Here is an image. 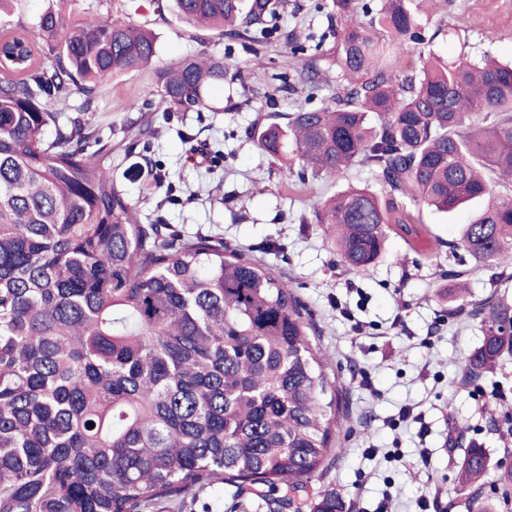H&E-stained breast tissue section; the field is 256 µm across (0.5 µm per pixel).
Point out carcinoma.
Masks as SVG:
<instances>
[{
  "label": "carcinoma",
  "instance_id": "cac0c4a2",
  "mask_svg": "<svg viewBox=\"0 0 512 512\" xmlns=\"http://www.w3.org/2000/svg\"><path fill=\"white\" fill-rule=\"evenodd\" d=\"M180 20L254 43L277 30L274 0H173ZM341 20L336 97L256 125L293 177H340L363 163L383 200L350 186L313 205L344 266L369 275L392 229L394 198L438 211L488 199L461 246L490 265L512 261V61L402 60L418 28L415 0H332ZM156 36L121 18L71 20L52 7L32 31L0 38V512H146L216 485L234 507L344 512L308 479L339 453V389L293 289L262 261L209 236L143 224L112 175V143L69 116L94 110L114 75L149 66ZM230 65L200 55L156 71L163 101L222 112L210 96ZM52 136H46L47 130ZM144 147L152 119L126 124ZM483 338L462 359L472 376L512 353V304L487 302ZM468 448L456 490L485 479Z\"/></svg>",
  "mask_w": 512,
  "mask_h": 512
}]
</instances>
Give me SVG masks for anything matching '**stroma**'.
<instances>
[{
  "label": "stroma",
  "instance_id": "obj_1",
  "mask_svg": "<svg viewBox=\"0 0 512 512\" xmlns=\"http://www.w3.org/2000/svg\"><path fill=\"white\" fill-rule=\"evenodd\" d=\"M329 3L288 0L282 38L253 53L220 30L183 23L171 0H80L81 11L129 18L158 41L152 66L101 85L92 120L112 140V174L142 222L189 238H223L284 276L305 307L336 375L342 415L341 454L311 478L313 488L336 490L345 512H421L423 497L437 499L439 512H512V357L477 378L461 366L483 337L470 308L511 301L512 269L459 247L472 208L445 213L398 198V216H412L418 231L392 228L385 252L360 277L343 266L312 205L349 184L385 195L378 171L358 164L341 180L309 175L286 183L280 162L247 135L254 122H283L341 91L334 60L340 21ZM419 23L423 39L404 40L405 59L512 60V0H423ZM201 53L228 56L240 70L243 84L214 92L232 105L221 112L168 109L155 90L156 69ZM311 61L323 72L314 90L297 80ZM143 116L161 127L147 151L129 146L122 133ZM157 159L173 198L155 187L150 169ZM364 375L366 389L358 385ZM474 444L485 449L490 471L462 498L456 476Z\"/></svg>",
  "mask_w": 512,
  "mask_h": 512
}]
</instances>
